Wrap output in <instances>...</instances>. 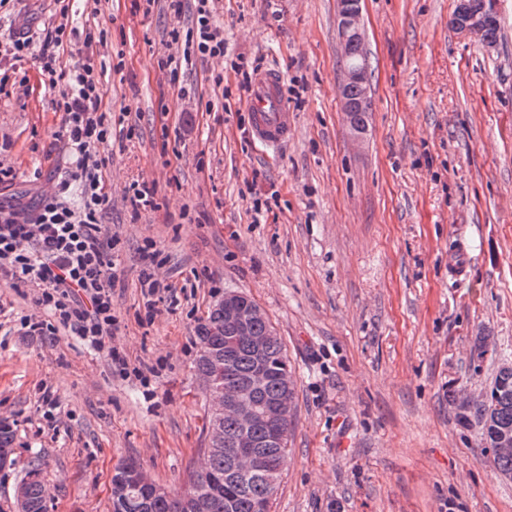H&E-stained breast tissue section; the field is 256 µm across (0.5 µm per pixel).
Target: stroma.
Wrapping results in <instances>:
<instances>
[{
	"instance_id": "35a3bbf8",
	"label": "stroma",
	"mask_w": 512,
	"mask_h": 512,
	"mask_svg": "<svg viewBox=\"0 0 512 512\" xmlns=\"http://www.w3.org/2000/svg\"><path fill=\"white\" fill-rule=\"evenodd\" d=\"M338 3L219 0L227 59L283 75L295 132L267 148L250 137L249 95L230 69L197 61L175 86L159 69L172 27L193 26L192 0L178 18L165 0H75V27L107 31L104 103L133 125L108 148L104 218L125 255L114 344L133 373L67 331L22 335L34 292L0 281V418L15 424L0 512H15L34 466L49 512H111L112 471L129 460L185 492L206 443L195 327L230 290L265 312L295 380L273 512H512V481L483 455L475 413L459 417L450 399L484 391L512 357V0H498L491 49L452 27L457 0H364L361 143L340 104ZM53 98L30 58L0 93V168L15 173L0 197L54 191ZM136 180L155 183L159 208L134 221L124 196ZM257 198L271 203L261 218ZM149 240L176 308L144 306Z\"/></svg>"
}]
</instances>
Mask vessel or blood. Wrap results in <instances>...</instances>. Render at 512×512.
Segmentation results:
<instances>
[{
    "mask_svg": "<svg viewBox=\"0 0 512 512\" xmlns=\"http://www.w3.org/2000/svg\"><path fill=\"white\" fill-rule=\"evenodd\" d=\"M281 87L280 71L275 68L264 70L257 76L248 100L252 137L267 147L286 141L295 127L294 116L282 97Z\"/></svg>",
    "mask_w": 512,
    "mask_h": 512,
    "instance_id": "obj_1",
    "label": "vessel or blood"
}]
</instances>
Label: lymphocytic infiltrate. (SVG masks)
<instances>
[{
    "label": "lymphocytic infiltrate",
    "mask_w": 512,
    "mask_h": 512,
    "mask_svg": "<svg viewBox=\"0 0 512 512\" xmlns=\"http://www.w3.org/2000/svg\"><path fill=\"white\" fill-rule=\"evenodd\" d=\"M195 2L189 50L160 61L174 74L193 58L225 54L224 33L213 21L214 0ZM55 3L58 25L40 33L18 29L8 42H0V91L18 61L34 58L57 90L54 108L62 120L55 138L68 157L55 193L40 196L32 205L0 203V278L15 289H34L35 302L46 313L42 319H23L26 335L53 336L65 328L120 366L124 360L112 340L119 331L114 298L124 267L120 239L103 222L112 205L104 153L112 138V113L102 107L104 70L97 64L106 40L86 33L85 55L66 62L65 47L78 34L69 24L71 0Z\"/></svg>",
    "instance_id": "1"
}]
</instances>
